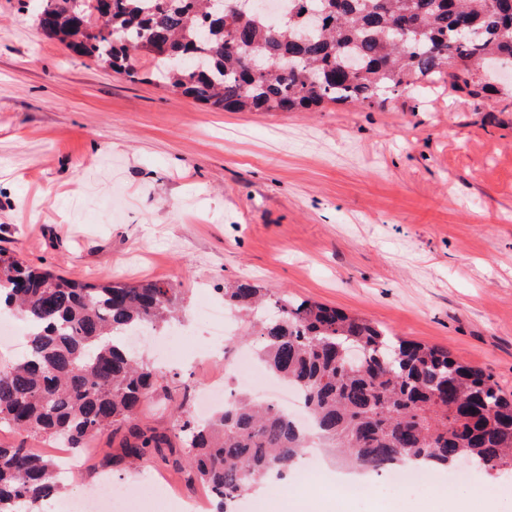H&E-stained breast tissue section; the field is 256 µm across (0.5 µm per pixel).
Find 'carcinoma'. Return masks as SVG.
Listing matches in <instances>:
<instances>
[{
  "label": "carcinoma",
  "instance_id": "1",
  "mask_svg": "<svg viewBox=\"0 0 512 512\" xmlns=\"http://www.w3.org/2000/svg\"><path fill=\"white\" fill-rule=\"evenodd\" d=\"M41 32L69 52L218 111L313 112L324 103L372 107L426 81L478 96L492 76L482 63L512 65V0H287L283 17L243 13L224 0H42ZM311 7L324 23L307 26ZM479 31L475 39L459 29ZM205 57L209 67L197 70ZM264 290L224 288L245 313L240 338L296 387L329 451L363 470L460 460L492 477L512 471V395L485 370L409 342L334 307L278 298V316L256 324ZM172 284H80L25 266L0 248V308L32 326L25 355L0 365V431L67 447L120 434L125 457L146 449L182 456L186 481L208 487L215 512L268 479H283L309 435L277 406L241 395L211 419L186 416L190 389L116 340L180 321ZM162 394L174 402V431L143 428L139 410ZM58 465L21 446L0 445V512H37L59 495Z\"/></svg>",
  "mask_w": 512,
  "mask_h": 512
}]
</instances>
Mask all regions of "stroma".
<instances>
[{
	"instance_id": "35a3bbf8",
	"label": "stroma",
	"mask_w": 512,
	"mask_h": 512,
	"mask_svg": "<svg viewBox=\"0 0 512 512\" xmlns=\"http://www.w3.org/2000/svg\"><path fill=\"white\" fill-rule=\"evenodd\" d=\"M474 97L442 85L364 108L222 112L150 78L69 55L34 13L0 0V248L82 284L165 281L183 314L201 289L247 279L272 296L340 309L449 352L512 393V78ZM98 465L136 498L177 484L174 457ZM433 471L420 501L371 496L347 512H512Z\"/></svg>"
}]
</instances>
